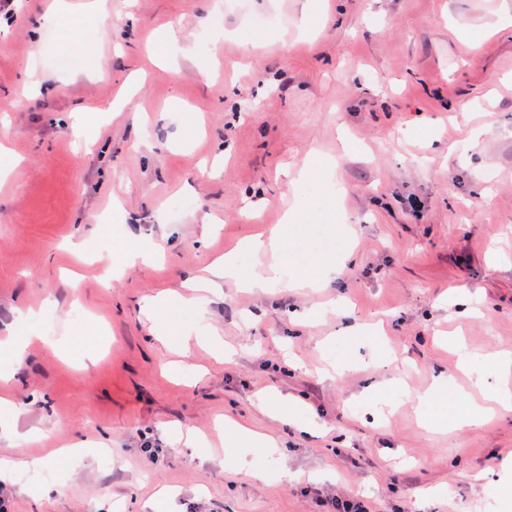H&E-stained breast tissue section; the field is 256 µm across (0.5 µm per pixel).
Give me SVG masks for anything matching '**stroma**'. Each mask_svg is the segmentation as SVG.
<instances>
[{
  "label": "stroma",
  "instance_id": "35a3bbf8",
  "mask_svg": "<svg viewBox=\"0 0 512 512\" xmlns=\"http://www.w3.org/2000/svg\"><path fill=\"white\" fill-rule=\"evenodd\" d=\"M49 2L0 17V144L17 161L0 180V337L29 341L0 437L28 465L0 497L14 512H321L354 490L378 512H512V412L459 427L420 403L441 371L483 398L489 358L512 352V0H112L92 19L67 0L58 24ZM340 224L357 232L350 261ZM282 225L276 259L241 249ZM128 238L158 263L108 271ZM229 252L281 281L336 276L191 287ZM161 293L165 341L144 308ZM92 315L103 325L64 345ZM278 395L289 419L259 407ZM225 418L282 454L229 443ZM78 444L80 465H52Z\"/></svg>",
  "mask_w": 512,
  "mask_h": 512
}]
</instances>
